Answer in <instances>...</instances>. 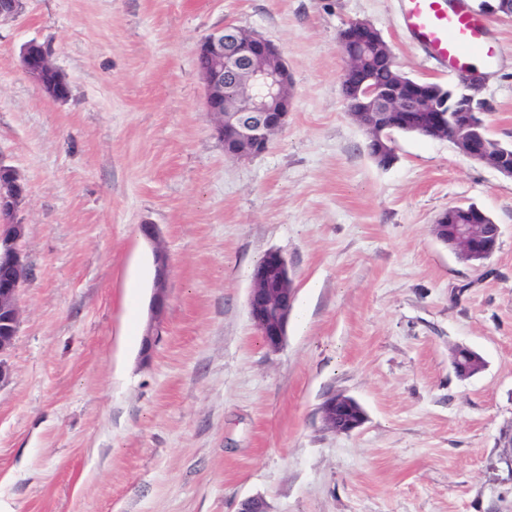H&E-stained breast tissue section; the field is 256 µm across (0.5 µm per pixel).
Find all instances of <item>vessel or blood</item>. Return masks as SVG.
I'll return each instance as SVG.
<instances>
[{
	"mask_svg": "<svg viewBox=\"0 0 512 512\" xmlns=\"http://www.w3.org/2000/svg\"><path fill=\"white\" fill-rule=\"evenodd\" d=\"M403 21L430 56L448 70L469 68L475 57L491 58L485 25L450 0H405Z\"/></svg>",
	"mask_w": 512,
	"mask_h": 512,
	"instance_id": "obj_1",
	"label": "vessel or blood"
}]
</instances>
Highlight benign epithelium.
Instances as JSON below:
<instances>
[{
    "instance_id": "1",
    "label": "benign epithelium",
    "mask_w": 512,
    "mask_h": 512,
    "mask_svg": "<svg viewBox=\"0 0 512 512\" xmlns=\"http://www.w3.org/2000/svg\"><path fill=\"white\" fill-rule=\"evenodd\" d=\"M346 68L343 85L352 89L345 97L350 116L359 124L372 128V147L380 156L394 153V128L427 138L447 139L467 159L487 165L505 177L512 178V145H504L489 135V127L474 106L470 90L479 78L469 73L460 78V88H448L442 99L428 91L406 87L398 93L402 82L381 87L371 83L365 54L374 50L384 63L395 64L392 51L370 23L353 19L346 23L340 37ZM197 56L205 59L200 77L206 87L205 110L213 123L216 138L231 158H246L268 149L271 138L288 123L292 103L291 82L279 49L269 41L244 30L224 27L206 36L198 45ZM21 64L28 78L52 99L54 90L45 85L49 72L57 73L64 86L66 78L51 60L50 52L39 42L23 45ZM27 191L17 170L0 157V211L19 213ZM458 220L449 230L451 239L437 238L458 258L468 263L484 262L496 251L501 236L500 225L473 221L481 209L469 205L448 208ZM25 225L20 220L0 224V383L9 375L6 357L12 350L21 324L20 294L29 268L20 241ZM167 252L156 247L153 282L152 315L144 335L145 349H150L158 335L159 319L167 301L170 270ZM248 294L251 320L265 347L275 352L282 346L292 311L294 288L283 255L276 251L265 254V261L254 268ZM454 373L467 379L483 368V361L470 348L452 352ZM324 427L333 432H352L362 426L365 417L360 405L343 393H333L319 408Z\"/></svg>"
}]
</instances>
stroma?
I'll return each mask as SVG.
<instances>
[{"instance_id": "stroma-1", "label": "stroma", "mask_w": 512, "mask_h": 512, "mask_svg": "<svg viewBox=\"0 0 512 512\" xmlns=\"http://www.w3.org/2000/svg\"><path fill=\"white\" fill-rule=\"evenodd\" d=\"M402 4L23 0L0 19V156L27 188L30 271L0 384V512H512V179L416 134L378 166L342 93L352 19L412 78L457 85ZM485 22L479 97L512 144V18ZM226 26L273 43L291 77L287 126L246 159L214 137L196 67ZM31 40L67 100L24 73ZM458 204L501 226L484 265L431 233ZM158 246L168 302L145 356ZM271 250L295 288L276 352L247 308ZM458 346L484 369L458 378ZM334 392L361 405L360 428L324 427ZM21 64L28 78L41 87V89L52 99L65 100L58 97L53 90L47 89L45 77L49 72L57 73V82L60 86L66 85L67 81L61 71L51 60L50 52L36 40H31L23 45L21 53Z\"/></svg>"}]
</instances>
